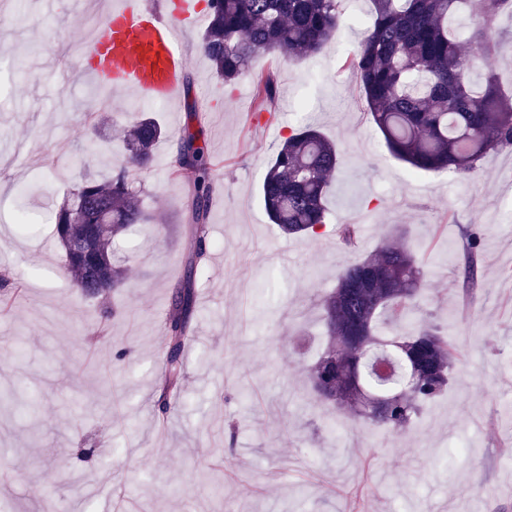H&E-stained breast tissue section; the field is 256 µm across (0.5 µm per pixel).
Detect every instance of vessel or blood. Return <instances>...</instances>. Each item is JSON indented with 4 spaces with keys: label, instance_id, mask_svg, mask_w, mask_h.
I'll use <instances>...</instances> for the list:
<instances>
[{
    "label": "vessel or blood",
    "instance_id": "1",
    "mask_svg": "<svg viewBox=\"0 0 512 512\" xmlns=\"http://www.w3.org/2000/svg\"><path fill=\"white\" fill-rule=\"evenodd\" d=\"M196 0H172L167 11L143 0H118L86 54L95 81H117L151 100H174L186 58L177 48L181 19L197 14Z\"/></svg>",
    "mask_w": 512,
    "mask_h": 512
}]
</instances>
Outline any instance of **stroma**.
Wrapping results in <instances>:
<instances>
[{
  "mask_svg": "<svg viewBox=\"0 0 512 512\" xmlns=\"http://www.w3.org/2000/svg\"><path fill=\"white\" fill-rule=\"evenodd\" d=\"M114 2L0 0V272L22 281L0 305V512H512V153L488 155L473 181L408 174L343 65L357 27L312 58L258 56L227 87L202 51L201 22L185 36L190 85L178 99L101 96L79 68ZM267 72L276 103L264 113L253 77ZM144 112L168 133L143 176L145 203L165 221L119 239L120 295L88 298L43 218L87 174L111 175ZM301 121L336 142L340 170L330 225L287 237L263 208L261 175ZM186 129L217 172L211 260L197 272L182 390L163 411L164 323L195 247L189 186L168 168ZM20 208L35 230L20 229ZM345 222L360 227L352 251L336 241ZM395 224L425 265L419 304L457 349L446 393L405 434L323 410L307 387L325 342L321 295ZM475 224L487 231L468 290L460 270ZM120 348L129 354L118 362ZM454 443L468 459H452ZM89 446L96 455L79 460Z\"/></svg>",
  "mask_w": 512,
  "mask_h": 512,
  "instance_id": "1",
  "label": "stroma"
}]
</instances>
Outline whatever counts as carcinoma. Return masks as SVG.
Wrapping results in <instances>:
<instances>
[{"label":"carcinoma","mask_w":512,"mask_h":512,"mask_svg":"<svg viewBox=\"0 0 512 512\" xmlns=\"http://www.w3.org/2000/svg\"><path fill=\"white\" fill-rule=\"evenodd\" d=\"M205 54L215 74L229 85L250 72L255 57L319 53L343 25L351 23L342 0H207ZM369 23L348 66L369 108L370 122L388 154L412 171L473 179L483 159L512 152V95L495 76L498 43L495 19L512 18V0H370ZM473 53L463 50L461 30ZM257 99L275 102L271 74L254 78ZM162 127L147 115L130 127L125 161L100 180L76 183L55 213L56 235L65 264L85 296L100 297L122 287L125 268L112 255V240L134 226L156 220L144 204L140 175L150 172ZM339 166L336 145L318 127L291 129L267 165L261 195L270 221L287 237L314 235L330 222L328 197ZM171 174L193 188L190 233L196 248L188 272L173 294L166 320L167 368L159 403L183 383L182 347L191 333L196 283L192 275L206 256L213 167L196 134L178 139ZM396 225L374 254L343 267L336 289L319 301L326 330L324 349L310 373V388L328 409L358 413L349 386L381 398L366 422L390 433L406 431L423 406L448 387L455 349L447 326L419 306L426 288L422 261L403 242ZM340 244L355 245L358 225L338 227ZM481 235L467 236L463 285L478 281ZM407 325L397 336L384 328Z\"/></svg>","instance_id":"1"}]
</instances>
